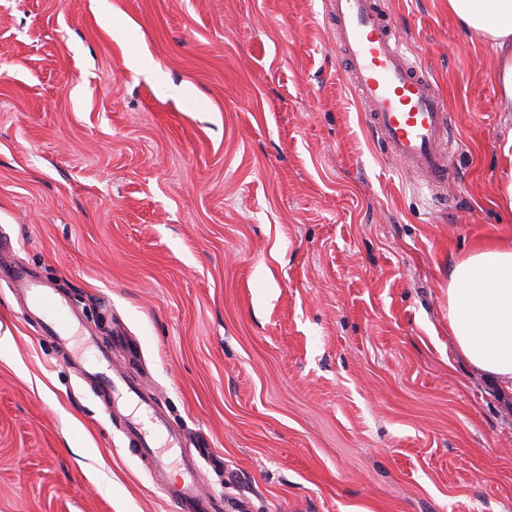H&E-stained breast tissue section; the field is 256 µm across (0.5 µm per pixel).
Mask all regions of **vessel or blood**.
<instances>
[{"mask_svg":"<svg viewBox=\"0 0 512 512\" xmlns=\"http://www.w3.org/2000/svg\"><path fill=\"white\" fill-rule=\"evenodd\" d=\"M336 28V41L345 73L365 124L384 151L403 165L433 194L448 186L454 152L452 119L445 99L424 69L407 56L396 25L383 0H327ZM12 280L27 299V308L45 336L67 346L79 318L67 300L48 282L13 266ZM123 334L103 337L89 334L86 343L94 359L82 367L84 383L110 405L127 438L151 472L166 474L162 447L180 448L184 439L169 424L156 401L144 393L132 375L112 364V351L125 343ZM136 402L140 416L125 414ZM181 478L173 490L178 512H222L221 498L204 494L198 484L195 456L181 455Z\"/></svg>","mask_w":512,"mask_h":512,"instance_id":"obj_1","label":"vessel or blood"}]
</instances>
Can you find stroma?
<instances>
[{"instance_id": "1", "label": "stroma", "mask_w": 512, "mask_h": 512, "mask_svg": "<svg viewBox=\"0 0 512 512\" xmlns=\"http://www.w3.org/2000/svg\"><path fill=\"white\" fill-rule=\"evenodd\" d=\"M385 5L453 115L442 197L366 129L323 0H0V234L139 343L114 365L224 512H512V393L448 333L449 271L512 235V112L448 0ZM4 335L0 512H172L6 279Z\"/></svg>"}]
</instances>
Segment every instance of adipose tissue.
Listing matches in <instances>:
<instances>
[{
  "label": "adipose tissue",
  "instance_id": "adipose-tissue-1",
  "mask_svg": "<svg viewBox=\"0 0 512 512\" xmlns=\"http://www.w3.org/2000/svg\"><path fill=\"white\" fill-rule=\"evenodd\" d=\"M448 10L494 48L500 101L512 112V0H448ZM448 332L475 369L512 391V240L455 263L448 276Z\"/></svg>",
  "mask_w": 512,
  "mask_h": 512
}]
</instances>
